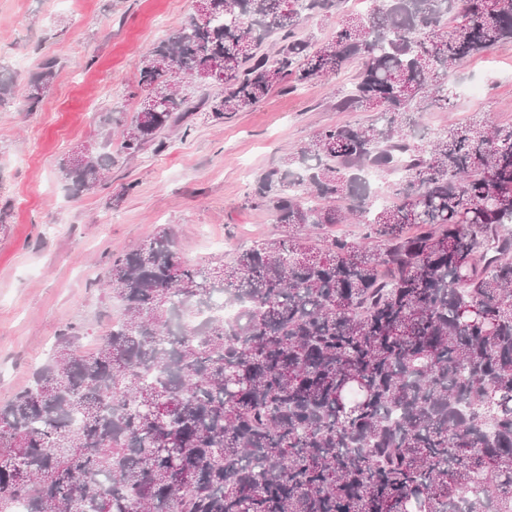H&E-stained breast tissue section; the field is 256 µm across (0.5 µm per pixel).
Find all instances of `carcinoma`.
I'll use <instances>...</instances> for the list:
<instances>
[{
    "label": "carcinoma",
    "mask_w": 512,
    "mask_h": 512,
    "mask_svg": "<svg viewBox=\"0 0 512 512\" xmlns=\"http://www.w3.org/2000/svg\"><path fill=\"white\" fill-rule=\"evenodd\" d=\"M337 2L210 0L143 61L134 96L164 108L60 162L74 195L95 192L194 113L222 120L355 58L335 108L378 112L259 177L245 205L280 238L203 269L163 229L112 258L122 314L87 351L63 329L0 407V512H512V124L411 135L416 114L452 109L448 69L512 42V0H372L326 41L298 35ZM57 65L41 63L27 111ZM13 99L3 73L0 108ZM399 166L393 202L374 205L360 171ZM351 218L375 247L305 233Z\"/></svg>",
    "instance_id": "carcinoma-1"
}]
</instances>
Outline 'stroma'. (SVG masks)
<instances>
[{
    "instance_id": "stroma-1",
    "label": "stroma",
    "mask_w": 512,
    "mask_h": 512,
    "mask_svg": "<svg viewBox=\"0 0 512 512\" xmlns=\"http://www.w3.org/2000/svg\"><path fill=\"white\" fill-rule=\"evenodd\" d=\"M194 12L193 0H0V65L15 79L13 104L0 110V406L24 389L55 347L60 329H81L87 350L119 303L100 288L112 257L170 230L189 263L232 259L282 229L244 198L321 127L372 120L340 112L336 96L357 80L352 61L326 82L272 90L259 104L217 122L196 113L188 136L159 153L113 166L107 189L73 195L59 162L81 144L100 146L137 108L140 63ZM60 63L36 111L22 109L44 58ZM449 112L423 113L418 133L452 122L512 124V42L448 72Z\"/></svg>"
}]
</instances>
